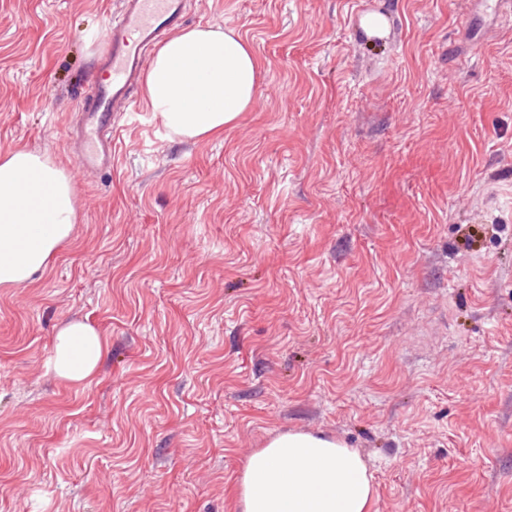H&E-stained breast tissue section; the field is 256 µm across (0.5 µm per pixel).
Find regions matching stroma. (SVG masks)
<instances>
[{"label":"stroma","instance_id":"obj_1","mask_svg":"<svg viewBox=\"0 0 512 512\" xmlns=\"http://www.w3.org/2000/svg\"><path fill=\"white\" fill-rule=\"evenodd\" d=\"M116 6L0 0V154L49 150L79 209L0 288V512H234L289 431L358 449L372 512H512V9L190 0L252 47L254 102L184 141L137 98L83 176L66 131ZM73 318L106 342L80 384L47 372Z\"/></svg>","mask_w":512,"mask_h":512}]
</instances>
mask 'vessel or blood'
Masks as SVG:
<instances>
[{
  "label": "vessel or blood",
  "mask_w": 512,
  "mask_h": 512,
  "mask_svg": "<svg viewBox=\"0 0 512 512\" xmlns=\"http://www.w3.org/2000/svg\"><path fill=\"white\" fill-rule=\"evenodd\" d=\"M112 14L103 51L89 72L80 119L69 131L80 174L112 168V139L123 113L131 111L134 92L150 64L154 45L186 21L189 0H120Z\"/></svg>",
  "instance_id": "b4317fda"
}]
</instances>
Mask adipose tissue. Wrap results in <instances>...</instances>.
<instances>
[{"label":"adipose tissue","instance_id":"1","mask_svg":"<svg viewBox=\"0 0 512 512\" xmlns=\"http://www.w3.org/2000/svg\"><path fill=\"white\" fill-rule=\"evenodd\" d=\"M250 45L234 31L182 30L156 50L144 99L169 135L222 136L259 92ZM78 218L70 174L46 150L0 155V288L28 285L69 241ZM104 341L91 324L72 320L53 336L49 368L81 383L96 370ZM236 512H371L373 476L357 449L321 435L287 432L254 451L237 478Z\"/></svg>","mask_w":512,"mask_h":512}]
</instances>
